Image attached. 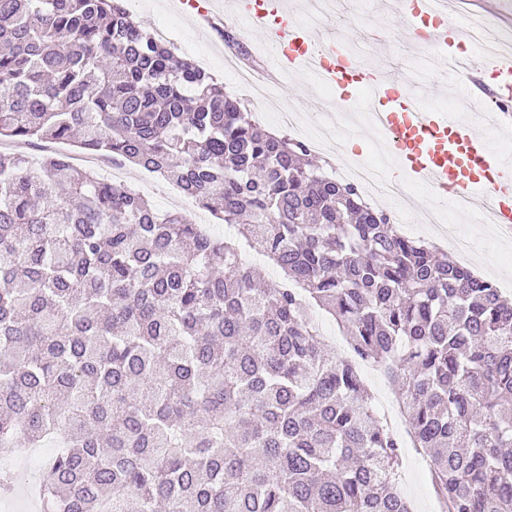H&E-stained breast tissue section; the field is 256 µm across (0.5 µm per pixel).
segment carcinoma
<instances>
[{
    "mask_svg": "<svg viewBox=\"0 0 512 512\" xmlns=\"http://www.w3.org/2000/svg\"><path fill=\"white\" fill-rule=\"evenodd\" d=\"M124 2L0 0V139L158 173L281 276L65 156L0 154V446L64 441L44 512H411L359 362L395 386L446 512H512V299Z\"/></svg>",
    "mask_w": 512,
    "mask_h": 512,
    "instance_id": "1",
    "label": "carcinoma"
}]
</instances>
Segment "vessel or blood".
Instances as JSON below:
<instances>
[{
  "label": "vessel or blood",
  "mask_w": 512,
  "mask_h": 512,
  "mask_svg": "<svg viewBox=\"0 0 512 512\" xmlns=\"http://www.w3.org/2000/svg\"><path fill=\"white\" fill-rule=\"evenodd\" d=\"M245 33L267 49V74L304 72L339 90L360 89L362 109L385 137L402 181L421 182L439 197L466 200L471 210L512 228V159L494 153L487 134L459 114L421 107L388 71L364 65L345 44L297 21L287 0H234ZM197 20L224 17L223 0H181ZM450 0H402L401 14L412 43L426 41L441 69L465 89L494 78L498 103L512 101V56L482 63L450 50L454 28Z\"/></svg>",
  "instance_id": "vessel-or-blood-1"
}]
</instances>
